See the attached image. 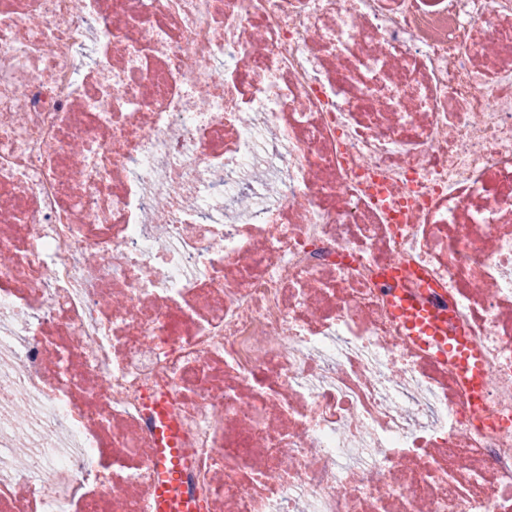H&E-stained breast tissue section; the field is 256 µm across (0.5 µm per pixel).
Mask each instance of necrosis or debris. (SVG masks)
Wrapping results in <instances>:
<instances>
[{
  "mask_svg": "<svg viewBox=\"0 0 512 512\" xmlns=\"http://www.w3.org/2000/svg\"><path fill=\"white\" fill-rule=\"evenodd\" d=\"M0 255V512H512V0H0ZM399 314L408 319L414 335H432L434 325L429 316L423 312L416 311L412 304L405 300H400L397 304ZM157 458L160 482L158 485L156 511H166L172 506L170 489L177 478L175 449L159 448Z\"/></svg>",
  "mask_w": 512,
  "mask_h": 512,
  "instance_id": "1",
  "label": "necrosis or debris"
}]
</instances>
